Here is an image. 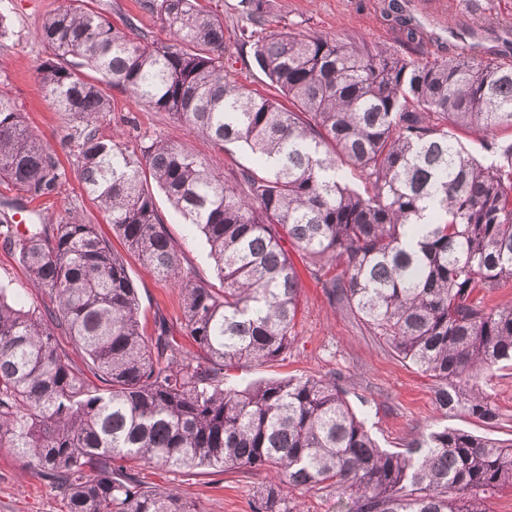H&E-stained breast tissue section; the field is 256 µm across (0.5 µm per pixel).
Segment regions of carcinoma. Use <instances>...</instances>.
<instances>
[{"instance_id":"1","label":"carcinoma","mask_w":512,"mask_h":512,"mask_svg":"<svg viewBox=\"0 0 512 512\" xmlns=\"http://www.w3.org/2000/svg\"><path fill=\"white\" fill-rule=\"evenodd\" d=\"M267 0H240V46L284 107L224 74V21L198 0H140L172 39L131 37L99 12L48 15L37 66L51 104L71 117L86 192L127 252L177 289L181 349L167 320L150 336L123 256L74 214L21 233L0 224L50 306L0 284V447L12 448L66 512H198L179 491L147 486L145 466L265 472L252 512H293L296 490L333 488L345 512H490L512 488V440L444 427L382 448L334 374L226 386L294 340L301 279L288 248L317 267L332 303L356 314L433 381L437 408L485 424L497 406L485 375L512 363V303L482 292L512 280V65L462 49L422 62L354 38L261 35ZM406 48L421 34L399 0L383 6ZM192 125L257 168L224 177L191 149L154 141L137 154L99 136L108 89ZM483 136L498 161L469 154L448 126ZM370 186L362 195L340 167ZM65 170L0 91V185L29 203L58 195ZM164 192L210 246L219 288L185 280L156 206ZM69 336L91 387L56 342Z\"/></svg>"}]
</instances>
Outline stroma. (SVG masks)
Listing matches in <instances>:
<instances>
[{"label":"stroma","instance_id":"obj_1","mask_svg":"<svg viewBox=\"0 0 512 512\" xmlns=\"http://www.w3.org/2000/svg\"><path fill=\"white\" fill-rule=\"evenodd\" d=\"M224 20V71L260 94L275 90L255 64L250 53L239 49L242 25L239 0H200ZM378 0H267L266 32L291 30L326 36H354L380 48L399 46L396 29L376 7ZM425 35L414 52L423 61H443L453 34L478 27L482 46L498 45L503 34H512V0H405ZM100 12L116 26L132 22V33L153 44L170 39L160 16L142 11L139 0H7L4 13L10 31L0 38V90L9 92L31 128L47 141L66 172L61 192L43 207L46 223L56 224L70 214L111 236L112 227L104 212L82 186L79 168L63 137L71 121L55 109L40 83L36 68L48 54L39 38L44 18L77 4ZM112 110L100 125L102 135L120 134L132 151L156 140L182 143L199 158L216 160L225 172L255 165L252 154L236 146L218 149L209 138L169 113L137 103L129 93L111 92ZM156 204L179 254L183 277L212 287L220 281L205 239L184 224L182 217L163 193ZM303 288L301 309L293 328L295 341L284 358L262 367L236 372L231 383L243 387L263 379L288 376L336 374L354 410L365 416L372 434L384 448H402L422 434L444 427L461 428L494 439H512V368L494 371L484 388L497 405L500 419L483 424L464 416H445L435 405L431 382L402 362L390 349L381 347L374 336L352 314L329 303L313 265L300 253H292ZM130 276L141 301L142 325L152 332L156 314L166 316L178 343L193 350L192 339L181 329L183 311L173 286L156 277L135 257H127ZM0 281L11 283L32 306L48 302L34 288L15 249L0 243ZM141 477L153 487H173L194 500L200 512H251L265 474L243 475L211 469L172 470L161 466L144 468ZM0 512H65V508L39 472L10 448L0 447Z\"/></svg>","mask_w":512,"mask_h":512}]
</instances>
